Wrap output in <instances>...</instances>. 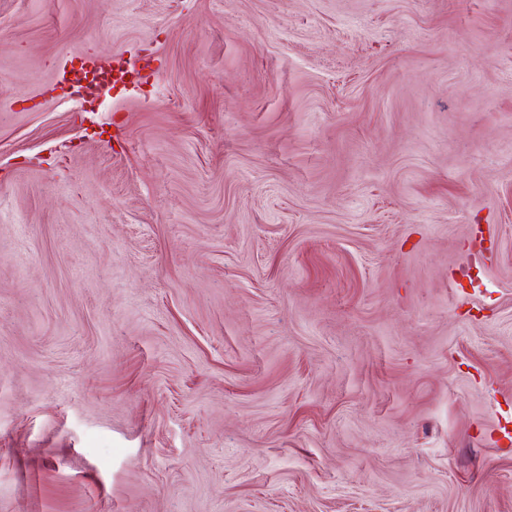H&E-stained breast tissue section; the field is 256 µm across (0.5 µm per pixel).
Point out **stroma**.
Returning <instances> with one entry per match:
<instances>
[{"label":"stroma","mask_w":512,"mask_h":512,"mask_svg":"<svg viewBox=\"0 0 512 512\" xmlns=\"http://www.w3.org/2000/svg\"><path fill=\"white\" fill-rule=\"evenodd\" d=\"M0 512H512V0H0Z\"/></svg>","instance_id":"obj_1"}]
</instances>
